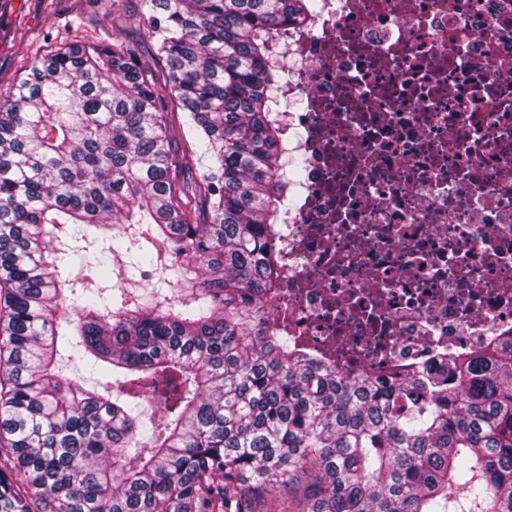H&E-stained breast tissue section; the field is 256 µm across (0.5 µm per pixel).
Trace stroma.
I'll return each mask as SVG.
<instances>
[{"instance_id":"35a3bbf8","label":"stroma","mask_w":512,"mask_h":512,"mask_svg":"<svg viewBox=\"0 0 512 512\" xmlns=\"http://www.w3.org/2000/svg\"><path fill=\"white\" fill-rule=\"evenodd\" d=\"M118 32L132 43L156 82H163L166 62L154 50L136 0H0V93L9 91L35 58L55 44H108Z\"/></svg>"}]
</instances>
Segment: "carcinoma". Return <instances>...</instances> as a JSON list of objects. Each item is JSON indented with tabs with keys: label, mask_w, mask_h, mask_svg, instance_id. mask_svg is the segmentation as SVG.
I'll return each instance as SVG.
<instances>
[{
	"label": "carcinoma",
	"mask_w": 512,
	"mask_h": 512,
	"mask_svg": "<svg viewBox=\"0 0 512 512\" xmlns=\"http://www.w3.org/2000/svg\"><path fill=\"white\" fill-rule=\"evenodd\" d=\"M311 0H141L154 85L124 42L56 46L0 99V512H512V338L349 379L279 332L274 225L286 206L272 66ZM185 112L179 131L162 92ZM209 161L206 219L170 175L178 138ZM69 238L112 239L169 277L112 304L63 274ZM78 350L122 388L62 372ZM154 396L142 421L126 395Z\"/></svg>",
	"instance_id": "carcinoma-1"
}]
</instances>
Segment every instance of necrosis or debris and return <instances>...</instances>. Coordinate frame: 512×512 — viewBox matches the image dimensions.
Wrapping results in <instances>:
<instances>
[{
    "instance_id": "1",
    "label": "necrosis or debris",
    "mask_w": 512,
    "mask_h": 512,
    "mask_svg": "<svg viewBox=\"0 0 512 512\" xmlns=\"http://www.w3.org/2000/svg\"><path fill=\"white\" fill-rule=\"evenodd\" d=\"M275 320L342 373L512 335V0H315L288 32Z\"/></svg>"
}]
</instances>
